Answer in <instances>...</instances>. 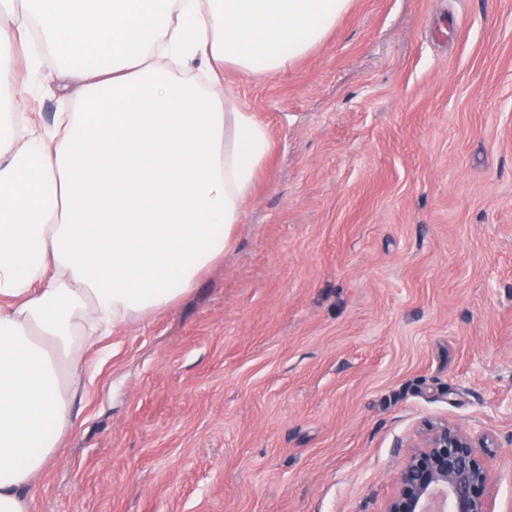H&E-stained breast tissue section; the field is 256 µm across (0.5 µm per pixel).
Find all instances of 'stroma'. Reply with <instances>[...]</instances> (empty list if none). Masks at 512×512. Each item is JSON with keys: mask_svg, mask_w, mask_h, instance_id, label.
I'll use <instances>...</instances> for the list:
<instances>
[{"mask_svg": "<svg viewBox=\"0 0 512 512\" xmlns=\"http://www.w3.org/2000/svg\"><path fill=\"white\" fill-rule=\"evenodd\" d=\"M224 91L272 142L234 245L85 349L31 512H382L429 420L512 512V0H354Z\"/></svg>", "mask_w": 512, "mask_h": 512, "instance_id": "35a3bbf8", "label": "stroma"}]
</instances>
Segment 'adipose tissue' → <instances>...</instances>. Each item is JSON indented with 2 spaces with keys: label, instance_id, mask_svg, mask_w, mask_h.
Here are the masks:
<instances>
[{
  "label": "adipose tissue",
  "instance_id": "obj_1",
  "mask_svg": "<svg viewBox=\"0 0 512 512\" xmlns=\"http://www.w3.org/2000/svg\"><path fill=\"white\" fill-rule=\"evenodd\" d=\"M352 0H22L0 24V512L73 426L98 336L176 305L233 245L270 139L224 70L270 78ZM77 104L20 135L10 47Z\"/></svg>",
  "mask_w": 512,
  "mask_h": 512
}]
</instances>
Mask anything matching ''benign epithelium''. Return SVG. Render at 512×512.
Segmentation results:
<instances>
[{
    "label": "benign epithelium",
    "mask_w": 512,
    "mask_h": 512,
    "mask_svg": "<svg viewBox=\"0 0 512 512\" xmlns=\"http://www.w3.org/2000/svg\"><path fill=\"white\" fill-rule=\"evenodd\" d=\"M488 439L448 422H428L403 460L383 512H432L442 496L448 512H491L488 466L479 449Z\"/></svg>",
    "instance_id": "obj_1"
}]
</instances>
